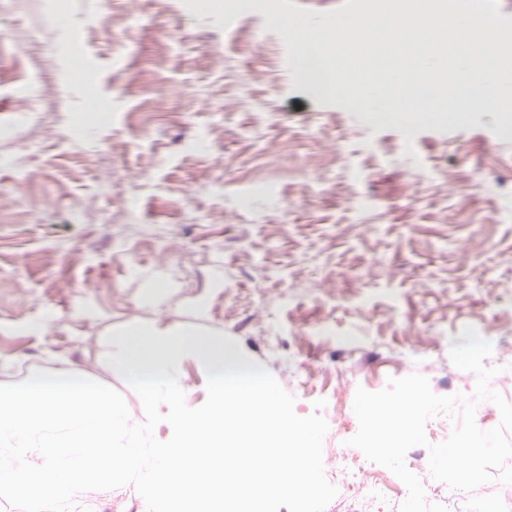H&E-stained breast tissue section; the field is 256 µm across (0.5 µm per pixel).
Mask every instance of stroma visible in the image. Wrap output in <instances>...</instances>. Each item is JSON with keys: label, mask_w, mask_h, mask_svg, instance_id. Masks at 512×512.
Wrapping results in <instances>:
<instances>
[{"label": "stroma", "mask_w": 512, "mask_h": 512, "mask_svg": "<svg viewBox=\"0 0 512 512\" xmlns=\"http://www.w3.org/2000/svg\"><path fill=\"white\" fill-rule=\"evenodd\" d=\"M68 3L63 50L41 0H0V384L67 367L141 420L107 336L184 327L263 365L297 415L325 400L324 445L342 450L357 388L418 373L471 395L476 375L458 383L449 357L465 327L512 374V137L493 113L409 144L390 118L313 94L264 15L223 29L183 0ZM91 116L101 153L62 150ZM275 142L291 154L271 157ZM115 161L118 186L102 177ZM88 197L96 213L70 223Z\"/></svg>", "instance_id": "1"}]
</instances>
